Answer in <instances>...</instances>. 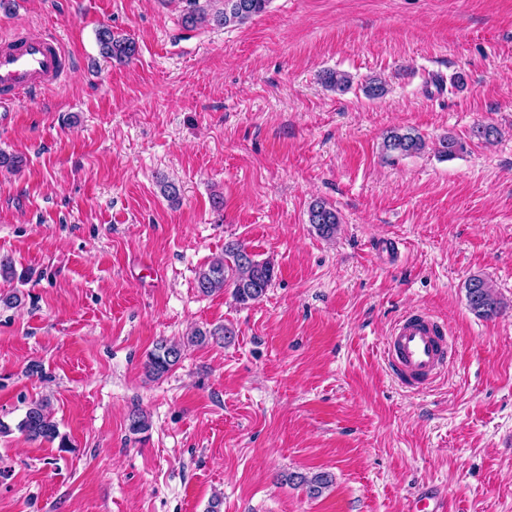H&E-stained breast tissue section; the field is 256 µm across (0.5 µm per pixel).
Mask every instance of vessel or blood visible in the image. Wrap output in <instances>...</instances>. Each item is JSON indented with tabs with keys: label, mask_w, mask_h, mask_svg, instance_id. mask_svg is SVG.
Returning <instances> with one entry per match:
<instances>
[{
	"label": "vessel or blood",
	"mask_w": 512,
	"mask_h": 512,
	"mask_svg": "<svg viewBox=\"0 0 512 512\" xmlns=\"http://www.w3.org/2000/svg\"><path fill=\"white\" fill-rule=\"evenodd\" d=\"M65 52L51 33L0 37V109L17 111L22 94L61 83ZM454 351L446 324L431 313L417 310L393 325L384 343V357L401 385L430 386L445 369Z\"/></svg>",
	"instance_id": "1"
}]
</instances>
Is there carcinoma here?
I'll return each mask as SVG.
<instances>
[{"label":"carcinoma","instance_id":"obj_1","mask_svg":"<svg viewBox=\"0 0 512 512\" xmlns=\"http://www.w3.org/2000/svg\"><path fill=\"white\" fill-rule=\"evenodd\" d=\"M186 9L182 22L185 26H238L265 11L270 0H185ZM100 53L107 59L126 62L137 54L136 42L116 35L109 26H103L96 32ZM322 83L336 92H343L350 86V76L344 72L327 70L321 78ZM425 148L422 138L411 132L401 133L392 130L383 139V151L388 156H407ZM463 150V144L453 136L439 139L436 151L440 157L448 159ZM308 223L319 235L329 238L336 233L340 220L336 209L323 202H316L308 212ZM275 278V267L269 260L259 261L255 255L239 242H228L224 254L212 259L200 269L196 287L203 295L232 289L234 299L243 305L261 300ZM468 306L472 312L482 318H492L500 312L502 301L493 293L488 282L479 275L472 276L466 284ZM219 337L226 343L233 341L236 333L231 326L214 330H195L183 343L161 340L147 355L145 370L152 379H159L170 372L182 359L185 347L201 345L207 337ZM129 431L137 434L149 428L148 417L134 409L128 416ZM17 430L31 441L52 443L59 441L60 447H66V440L60 437L58 423L48 401L41 399L30 402L16 425ZM290 483L305 488L311 498L320 497L333 484V476L321 471L312 475L290 473L286 476Z\"/></svg>","mask_w":512,"mask_h":512}]
</instances>
